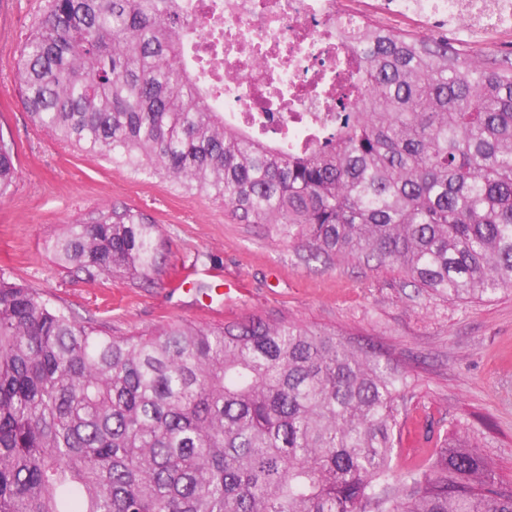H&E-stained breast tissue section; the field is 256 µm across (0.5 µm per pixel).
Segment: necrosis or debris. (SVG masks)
I'll list each match as a JSON object with an SVG mask.
<instances>
[{"instance_id":"obj_1","label":"necrosis or debris","mask_w":512,"mask_h":512,"mask_svg":"<svg viewBox=\"0 0 512 512\" xmlns=\"http://www.w3.org/2000/svg\"><path fill=\"white\" fill-rule=\"evenodd\" d=\"M391 17L425 26L435 13L492 40L501 0H393ZM190 52L217 111L260 136L306 139L336 124L357 64L338 19L361 23L366 0H189Z\"/></svg>"}]
</instances>
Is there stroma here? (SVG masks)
Masks as SVG:
<instances>
[{
	"instance_id": "35a3bbf8",
	"label": "stroma",
	"mask_w": 512,
	"mask_h": 512,
	"mask_svg": "<svg viewBox=\"0 0 512 512\" xmlns=\"http://www.w3.org/2000/svg\"><path fill=\"white\" fill-rule=\"evenodd\" d=\"M44 4L0 0V136L14 142L18 167L0 203V275L118 337L258 315L382 343L415 384L396 465L425 463L440 436L459 430L479 441L497 478L512 482V292L452 303L408 285L394 268L307 259L262 226L235 223L222 201L56 139L33 123L16 78ZM113 206L159 228L150 281L83 280L48 248L65 225Z\"/></svg>"
}]
</instances>
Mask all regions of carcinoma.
<instances>
[{"label": "carcinoma", "mask_w": 512, "mask_h": 512, "mask_svg": "<svg viewBox=\"0 0 512 512\" xmlns=\"http://www.w3.org/2000/svg\"><path fill=\"white\" fill-rule=\"evenodd\" d=\"M186 0H45L18 62L33 121L224 201L311 258L375 260L450 302L512 292V58L368 21L344 120L302 151L224 123ZM0 137V201L16 182ZM157 225L68 224L58 264L146 279ZM414 398L391 353L260 316L115 337L0 276V512H512L459 431L392 465Z\"/></svg>", "instance_id": "cac0c4a2"}]
</instances>
